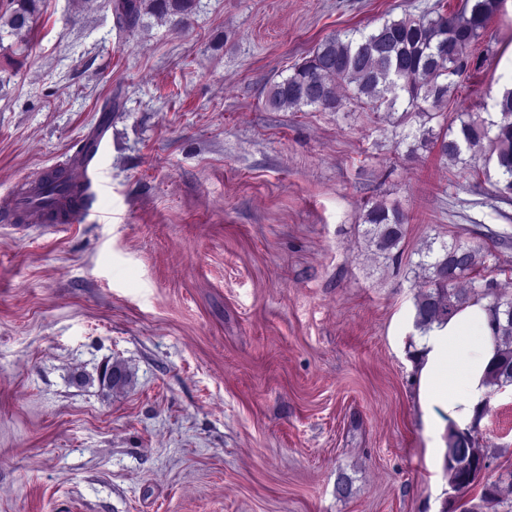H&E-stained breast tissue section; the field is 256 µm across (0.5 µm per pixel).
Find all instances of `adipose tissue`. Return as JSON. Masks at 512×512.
Listing matches in <instances>:
<instances>
[{"label": "adipose tissue", "mask_w": 512, "mask_h": 512, "mask_svg": "<svg viewBox=\"0 0 512 512\" xmlns=\"http://www.w3.org/2000/svg\"><path fill=\"white\" fill-rule=\"evenodd\" d=\"M486 301L470 303L420 340L419 403L428 424L445 411L448 425L464 430L475 423L489 388L485 373L495 357Z\"/></svg>", "instance_id": "adipose-tissue-1"}]
</instances>
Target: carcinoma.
I'll use <instances>...</instances> for the list:
<instances>
[{"label":"carcinoma","mask_w":512,"mask_h":512,"mask_svg":"<svg viewBox=\"0 0 512 512\" xmlns=\"http://www.w3.org/2000/svg\"><path fill=\"white\" fill-rule=\"evenodd\" d=\"M9 15L0 17V27L23 42L38 13L39 0H12ZM502 0H463L459 11L431 17L385 21L366 32L351 29L326 37L292 67L288 76L271 84L268 103L277 109L300 111L312 108L337 112L342 98L336 82L352 91V97L366 100L372 108L395 111L406 102V112H427L423 104H437L457 86L458 79L478 67L473 46L481 39ZM193 0H112V11L119 28L133 30L144 16L183 22ZM498 120H486L470 113L458 116L459 127L440 140L442 157L474 169L480 154L496 157L497 187L512 190V89H504L496 100ZM71 168H62L41 181L44 193L52 195L75 185ZM372 225L376 246L383 252L395 248L405 234L403 213L375 205L366 214ZM485 264L480 248L464 243L442 247V254L429 264V287L415 299V324L426 331L442 323L461 307L488 300L489 328L495 341L496 356L488 367V384H512V296L497 288L494 279L481 273ZM104 381L111 389L128 382L126 370L115 364L107 369ZM482 404L475 426L452 428L448 433L444 471L452 495L443 512H512V470L491 468L504 449L482 445L478 423L488 413Z\"/></svg>","instance_id":"carcinoma-1"}]
</instances>
